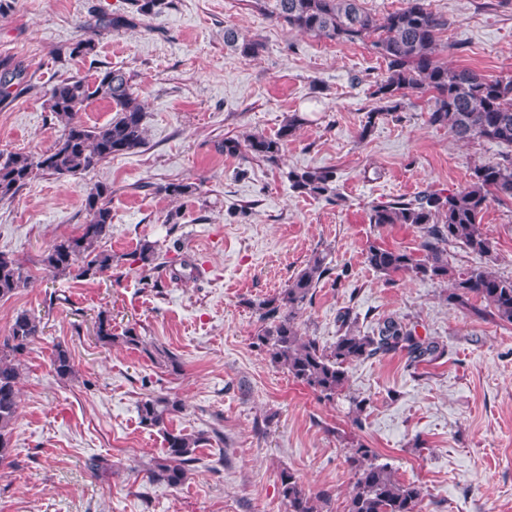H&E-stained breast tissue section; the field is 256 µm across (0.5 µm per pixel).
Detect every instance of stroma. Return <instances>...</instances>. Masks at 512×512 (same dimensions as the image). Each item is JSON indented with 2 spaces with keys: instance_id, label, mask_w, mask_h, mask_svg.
Wrapping results in <instances>:
<instances>
[{
  "instance_id": "obj_1",
  "label": "stroma",
  "mask_w": 512,
  "mask_h": 512,
  "mask_svg": "<svg viewBox=\"0 0 512 512\" xmlns=\"http://www.w3.org/2000/svg\"><path fill=\"white\" fill-rule=\"evenodd\" d=\"M448 16L442 35L452 67L512 77V0H426ZM274 0H168L137 26L95 39L71 55L82 25L128 11L127 0H0V61L25 77L0 94V152L36 154L62 133L45 93L63 77L94 80L120 67L144 108L147 143L75 176L44 175L0 202V252L24 262L28 288L0 301V336L19 312L44 334L24 357L12 463L0 468V512H284L279 475L331 495L346 512V457L364 445L403 482L422 486V512H512V324L452 304L448 282L389 277L364 260L370 240L415 249L414 227L376 229L371 204L426 190L465 187L475 166L512 148L463 142L431 125L428 97L365 128L385 62L362 43H329L270 17ZM262 43L253 58L224 43L225 28ZM302 123L279 165L225 156L224 138L275 134L288 115ZM332 167L343 196L331 203L294 192L287 173ZM195 186L192 196L155 194L154 185ZM112 187V229L103 240L109 276L55 279L40 260L53 240L77 234L95 185ZM481 224L489 267L512 279V203H490ZM155 244L156 266L134 253ZM331 272L300 313L303 335L329 345L338 317L369 332L388 317L439 345L409 365L406 354L348 366V390L318 400L253 347V302L274 295L314 252ZM116 328L136 326L146 342L179 356L173 374L139 350L101 346L99 311ZM66 347L76 376L50 367ZM149 393L174 394L185 408L168 426L221 432L177 488L152 481L163 448L137 412ZM365 401L355 412L351 400ZM108 464L95 476L90 460Z\"/></svg>"
}]
</instances>
